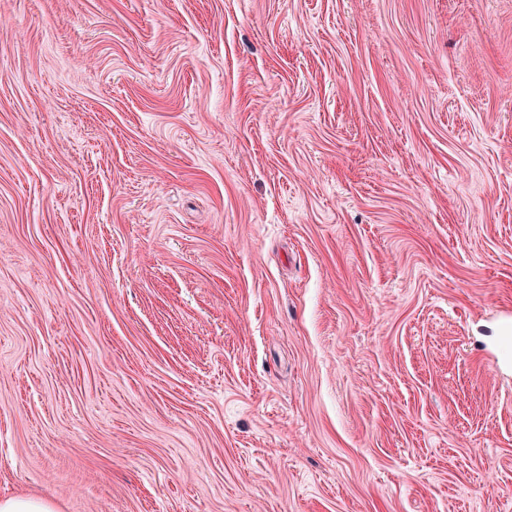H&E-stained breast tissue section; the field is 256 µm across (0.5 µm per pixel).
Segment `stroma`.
I'll return each mask as SVG.
<instances>
[{
	"mask_svg": "<svg viewBox=\"0 0 512 512\" xmlns=\"http://www.w3.org/2000/svg\"><path fill=\"white\" fill-rule=\"evenodd\" d=\"M512 512V0H0V497Z\"/></svg>",
	"mask_w": 512,
	"mask_h": 512,
	"instance_id": "obj_1",
	"label": "stroma"
}]
</instances>
